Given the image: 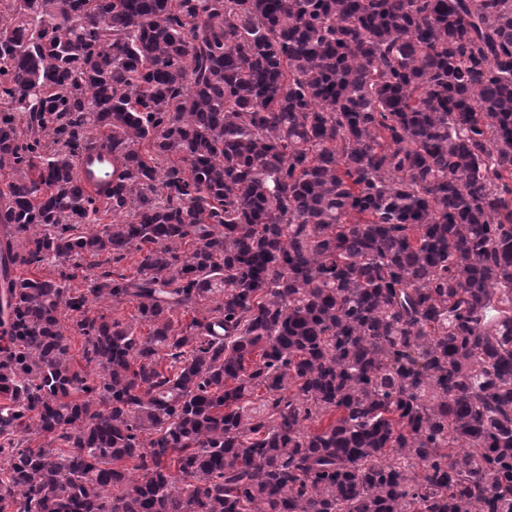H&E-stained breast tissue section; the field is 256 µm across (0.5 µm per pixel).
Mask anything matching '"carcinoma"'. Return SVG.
Here are the masks:
<instances>
[{"label": "carcinoma", "instance_id": "cac0c4a2", "mask_svg": "<svg viewBox=\"0 0 512 512\" xmlns=\"http://www.w3.org/2000/svg\"><path fill=\"white\" fill-rule=\"evenodd\" d=\"M0 173V512H512V0H0ZM111 156L98 149L85 152L77 165V176L86 188L95 191L98 188L99 173L107 164L111 163Z\"/></svg>", "mask_w": 512, "mask_h": 512}]
</instances>
